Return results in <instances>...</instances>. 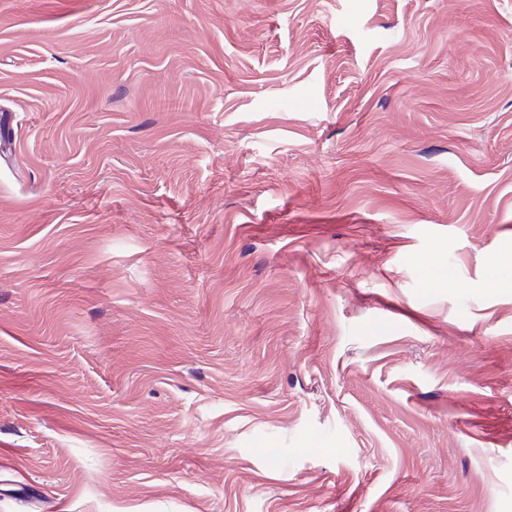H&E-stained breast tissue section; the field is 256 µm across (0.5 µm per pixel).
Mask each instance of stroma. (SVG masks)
Here are the masks:
<instances>
[{
    "label": "stroma",
    "instance_id": "1",
    "mask_svg": "<svg viewBox=\"0 0 512 512\" xmlns=\"http://www.w3.org/2000/svg\"><path fill=\"white\" fill-rule=\"evenodd\" d=\"M2 110L0 512H512V0H0Z\"/></svg>",
    "mask_w": 512,
    "mask_h": 512
}]
</instances>
